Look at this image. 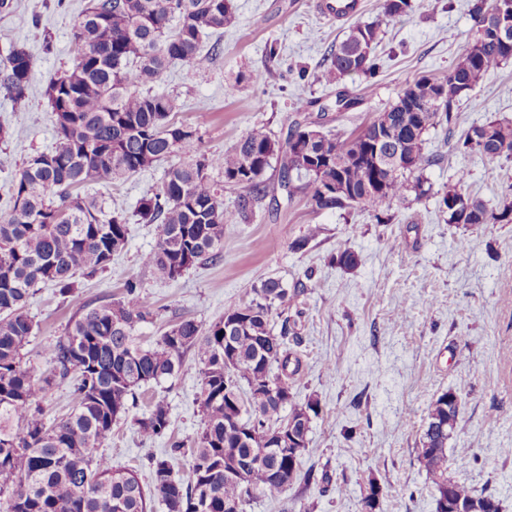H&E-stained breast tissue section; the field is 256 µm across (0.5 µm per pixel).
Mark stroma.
<instances>
[{
    "instance_id": "obj_1",
    "label": "stroma",
    "mask_w": 512,
    "mask_h": 512,
    "mask_svg": "<svg viewBox=\"0 0 512 512\" xmlns=\"http://www.w3.org/2000/svg\"><path fill=\"white\" fill-rule=\"evenodd\" d=\"M354 21L320 13L317 0H234L236 23L225 29L221 52L208 70L177 62L159 89L179 95L177 121L200 127L202 148L223 153L258 128L283 138L298 119V104L319 99L324 131L360 132L420 76H442L475 36L473 0H413L405 16L382 24L374 77L347 80L362 94L353 109L338 111L335 88L317 79L332 43L353 23L376 21L378 0H360ZM86 0H14L0 15V54L24 46L32 60L29 102L14 108L0 96V183L37 152L54 149V121L42 97L47 81L70 67L72 33ZM276 44L279 54L268 59ZM490 119L512 121V61L492 70L461 102L455 125L429 129L425 151L433 159L424 177L429 192L397 204L392 219L377 223L356 207L313 210L278 189L249 222L224 228V259L170 280L143 265L159 229L135 211L140 198L161 183L165 163L131 177L88 187L105 210L127 219L128 242L105 273L78 279L80 300L119 298L136 280L154 314L134 330L142 346L155 345L182 319L208 325L229 307L257 300L267 278L298 294L287 310L289 348L299 362L292 400L318 399L309 444L296 480L278 497L254 494L245 512H366L370 481L383 488L381 512H434L433 484L418 458L428 408L442 393L459 398L455 430L448 441L451 476L476 492L499 499L512 512V224H449L439 201L449 186L493 200L512 184V162L491 163L459 151L464 130ZM318 235L302 249L295 240L308 227ZM351 250L355 268L334 263ZM35 323L23 349L28 365L46 369L43 348L65 332L73 314L57 288L36 291L26 306ZM200 365L193 353L172 375L137 389L129 413L112 426L100 453L116 468L151 479L150 458L168 459L176 477H191L189 448L202 427L196 403ZM157 401L169 409L161 438L138 433L133 417Z\"/></svg>"
}]
</instances>
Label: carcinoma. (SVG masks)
I'll return each mask as SVG.
<instances>
[{
  "instance_id": "obj_1",
  "label": "carcinoma",
  "mask_w": 512,
  "mask_h": 512,
  "mask_svg": "<svg viewBox=\"0 0 512 512\" xmlns=\"http://www.w3.org/2000/svg\"><path fill=\"white\" fill-rule=\"evenodd\" d=\"M512 0H475L476 26L458 62L442 78L422 76L399 93L386 111L398 130L392 148L405 158L402 167L375 173L368 160L358 161L377 139L376 122L356 136L324 134L310 156L289 148L290 139L320 123L325 111L304 100L298 111L316 113L294 121L285 141L253 129L219 155L201 147L197 128L179 123L178 96L154 89L174 61L203 71L220 50L205 40L236 21L233 0H87L73 29V64L46 84L44 98L55 117L58 145L37 153L7 181L9 204L0 210V512H224L256 490L276 497L298 476L312 417L319 402L291 400L288 371V320L280 332L271 325L272 307L287 309L296 296L281 280L269 278L258 289L260 301L236 305L203 327L182 319L155 346L135 343L134 326L152 309L140 285L129 280L122 298L76 301V278L106 271L112 256L127 244L123 216L105 211L98 198L75 192L81 186L120 180L181 155L185 162L168 169L160 187L139 201L137 214L157 224V246L142 263L177 279L201 262L222 259L224 225L250 218L268 196L267 171L278 168L279 187L288 200L305 199L314 209L360 207L378 223L391 219L394 204L415 192L427 194L422 172L432 163L424 152V133L441 123H456L460 101L490 70L512 61V42L503 43L487 15ZM412 0H379V16L395 19L412 10ZM380 24L354 25L330 47L319 80L341 85L355 75L374 76ZM31 56L13 46L0 56V94L19 108L28 101ZM457 148L489 162L512 158V122L489 120L462 133ZM239 176L241 189L233 209L224 206V186L210 171ZM346 184L339 195L323 189ZM470 213L455 212L443 195L440 208L448 224H512V184L490 203L466 196ZM52 284L74 313L64 335L44 348L53 376L73 382L74 410L50 423L31 412L48 393L49 380L23 362L22 349L33 336L25 311L27 299L42 284ZM229 345H224V326ZM194 351L200 368L202 427L191 446L189 482L173 476L164 459L152 462V478L142 485L132 471L112 469L97 454L112 434V424L129 412L128 400L143 386L171 375ZM288 421L299 439L283 449L241 436L237 426L257 430ZM457 415L442 393L430 406L419 459L435 493L485 512L491 495L477 494L448 475V439ZM145 438L166 434L168 406L158 401L135 419ZM240 469L241 479L224 476Z\"/></svg>"
}]
</instances>
